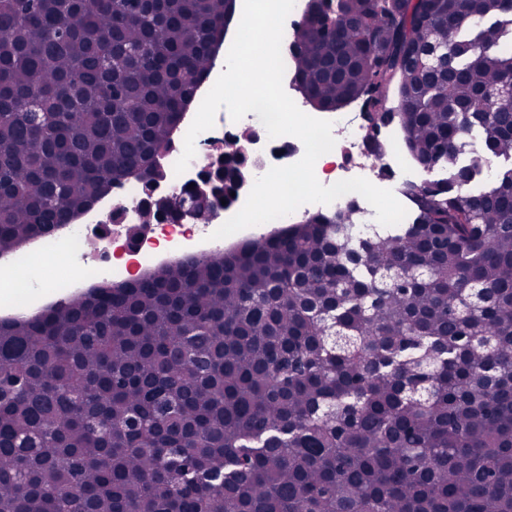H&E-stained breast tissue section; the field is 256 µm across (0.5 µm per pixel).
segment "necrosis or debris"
<instances>
[{
    "label": "necrosis or debris",
    "mask_w": 512,
    "mask_h": 512,
    "mask_svg": "<svg viewBox=\"0 0 512 512\" xmlns=\"http://www.w3.org/2000/svg\"><path fill=\"white\" fill-rule=\"evenodd\" d=\"M236 34L228 28L215 60L202 76L198 98L187 104L173 130L172 141L158 156L157 162L164 177L158 183L162 196L182 195L189 184L197 181L203 161L214 154L217 146L247 129L257 134V163L253 177H261L271 167L285 166L299 161L304 154L302 142L293 136L269 137L256 113H247L240 120H232L227 110H219L214 126L200 133L195 140L196 155L182 174H175L174 164L183 152L184 136L190 127L199 100L205 97L220 74L225 71L226 58ZM321 119L331 121L335 147L364 155L366 146L362 138L363 116L342 110L324 111ZM349 196H342L329 204L307 203L290 215L251 227L249 232H238L223 239H213L217 223L203 222L201 227H189L182 222H159L157 235L139 242H130L123 225H113L110 232L93 237L89 227L103 223L109 214L119 211L125 223L134 224L143 205L141 181L132 175L113 185L110 193L98 199L93 206L84 209L71 219L69 224L49 235L33 238L24 248L14 252L12 265L20 270L36 271L43 266L63 264L75 270L76 275L68 280L64 289L50 292L52 304H64L67 297L85 295L94 288L132 283L149 277L152 269L165 261H185L200 255L221 254L241 248L246 242L280 232L289 224L320 213H336L349 204Z\"/></svg>",
    "instance_id": "1"
}]
</instances>
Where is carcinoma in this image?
Segmentation results:
<instances>
[{"mask_svg": "<svg viewBox=\"0 0 512 512\" xmlns=\"http://www.w3.org/2000/svg\"><path fill=\"white\" fill-rule=\"evenodd\" d=\"M235 0H0V252L152 157ZM295 81L396 94L404 224L345 208L0 322V512H512V0H308ZM241 161L229 155V193ZM181 219L149 197L139 223Z\"/></svg>", "mask_w": 512, "mask_h": 512, "instance_id": "cac0c4a2", "label": "carcinoma"}]
</instances>
